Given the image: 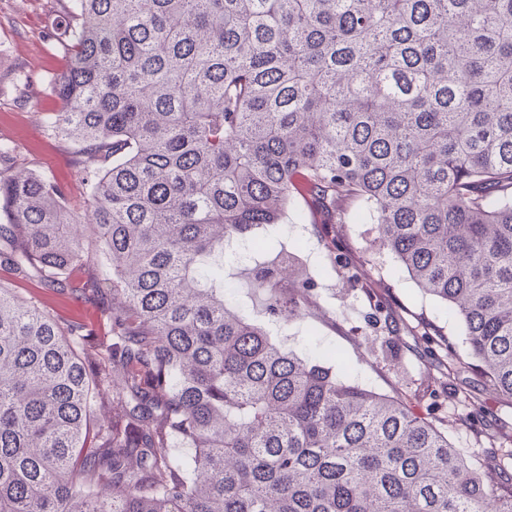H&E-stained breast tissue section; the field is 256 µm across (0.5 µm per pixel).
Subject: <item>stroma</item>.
<instances>
[{"label":"stroma","mask_w":512,"mask_h":512,"mask_svg":"<svg viewBox=\"0 0 512 512\" xmlns=\"http://www.w3.org/2000/svg\"><path fill=\"white\" fill-rule=\"evenodd\" d=\"M66 3L0 0V144L13 147L32 172L65 185L68 204L78 207L84 193L73 147L50 138L43 124L44 115L60 106L51 80L63 68L65 53L52 35L70 21ZM253 238L260 249L268 241L279 242L293 258L295 278L312 284L303 315L281 326L268 320L265 308L271 298L287 299V290L256 282L248 267H225L227 286L236 289L240 304L266 325L272 339L301 355L324 353L333 362L337 377L382 394L402 396L418 410H426L429 393L442 380L444 367L426 357L424 336L439 331L458 343L462 327L448 317L439 301L419 290L394 255L380 246L374 225H346L337 251L365 261L370 279L381 285L396 315L398 333L394 336L376 321L368 295L344 286V270L329 258L321 225L300 220L292 209L287 223L255 230ZM466 413V403L452 395L436 409V423L447 431L449 442L478 467L490 445L463 425Z\"/></svg>","instance_id":"obj_1"}]
</instances>
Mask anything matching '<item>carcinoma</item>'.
<instances>
[{
	"label": "carcinoma",
	"instance_id": "1",
	"mask_svg": "<svg viewBox=\"0 0 512 512\" xmlns=\"http://www.w3.org/2000/svg\"><path fill=\"white\" fill-rule=\"evenodd\" d=\"M49 136L0 145V512H512V423L471 467L414 406L274 342L224 243L304 204L463 328L475 428L512 408V0H69ZM98 271L79 287L73 272ZM110 297L61 322L41 292ZM311 284L295 281L301 316Z\"/></svg>",
	"mask_w": 512,
	"mask_h": 512
}]
</instances>
